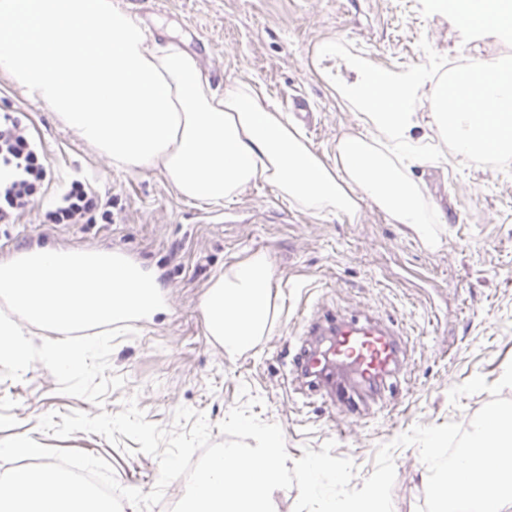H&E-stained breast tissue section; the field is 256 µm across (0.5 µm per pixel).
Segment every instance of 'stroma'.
<instances>
[{
	"instance_id": "obj_1",
	"label": "stroma",
	"mask_w": 512,
	"mask_h": 512,
	"mask_svg": "<svg viewBox=\"0 0 512 512\" xmlns=\"http://www.w3.org/2000/svg\"><path fill=\"white\" fill-rule=\"evenodd\" d=\"M147 27L196 55L217 90L257 85L282 113L292 99L304 100L314 123L304 136L328 162L337 138L362 128L359 110L339 89L360 79L363 62L395 70L423 64L443 76L456 59L512 60V38L468 31L433 0H164ZM330 41L342 45L340 54H320ZM0 111L27 116L55 173L30 211L17 223L0 224V262L45 246L118 251L152 274L165 300L163 312L117 338L110 367L126 383L103 405L59 392L38 362L22 380L0 379V439L27 435L44 446L100 456L120 484L147 493L159 476L156 457L127 452L95 433L56 438L39 430L40 417L116 413L133 396L147 421L166 429L178 407L203 413L220 442L218 426L240 404L245 385L263 400L255 414L282 428L290 459L334 441V456L353 461L358 488L374 470L378 447L413 426H469L489 394L462 397L455 407L449 390L477 375L495 383L512 362V155L413 167L444 218L433 227L440 244L431 249L371 203H363L354 221L317 215L263 180L230 202L183 198L159 173L113 168L1 77ZM76 177L111 200L113 223H41L42 208ZM259 252L273 268L270 325L229 360L206 332L201 303L220 274ZM316 306L369 309L399 325L407 369L386 406L370 405L361 418L341 416L287 382L301 321ZM393 456V512H417L426 488L419 450L399 447Z\"/></svg>"
}]
</instances>
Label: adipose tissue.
<instances>
[{"label":"adipose tissue","mask_w":512,"mask_h":512,"mask_svg":"<svg viewBox=\"0 0 512 512\" xmlns=\"http://www.w3.org/2000/svg\"><path fill=\"white\" fill-rule=\"evenodd\" d=\"M478 33L512 38V0H435ZM0 77L125 171H156L187 199L230 201L265 180L312 213L383 211L428 247L438 217L412 177L418 145L438 131L458 156L512 153V65L476 60L456 79L423 65H372L341 90L363 128L336 141L326 163L263 91L249 83L217 92L194 55L149 37L120 0H0ZM430 103L417 112L419 96ZM384 131L376 144L369 128ZM273 269L254 254L232 266L202 302L208 335L227 356L268 329Z\"/></svg>","instance_id":"adipose-tissue-1"}]
</instances>
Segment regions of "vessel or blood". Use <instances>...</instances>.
<instances>
[{
	"label": "vessel or blood",
	"instance_id": "vessel-or-blood-1",
	"mask_svg": "<svg viewBox=\"0 0 512 512\" xmlns=\"http://www.w3.org/2000/svg\"><path fill=\"white\" fill-rule=\"evenodd\" d=\"M299 344L289 380L351 411L384 402L405 366L400 331L368 311L316 308L304 318Z\"/></svg>",
	"mask_w": 512,
	"mask_h": 512
}]
</instances>
